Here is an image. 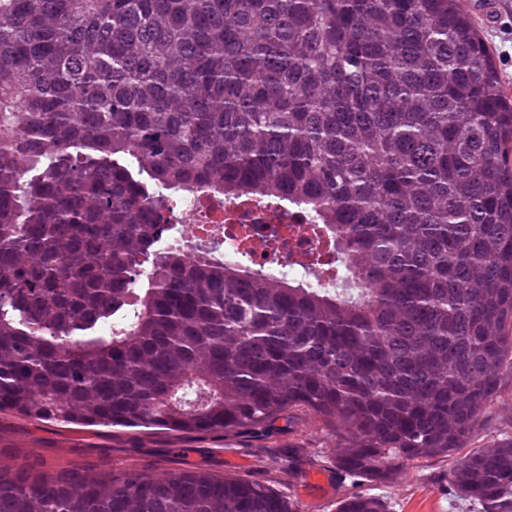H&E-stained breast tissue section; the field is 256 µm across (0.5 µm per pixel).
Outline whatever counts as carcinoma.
<instances>
[{
  "label": "carcinoma",
  "mask_w": 512,
  "mask_h": 512,
  "mask_svg": "<svg viewBox=\"0 0 512 512\" xmlns=\"http://www.w3.org/2000/svg\"><path fill=\"white\" fill-rule=\"evenodd\" d=\"M189 188L284 205L319 247L270 274L166 250ZM511 374L512 101L458 0H0V412L189 434L305 411L373 484L464 447ZM451 483L512 512V441ZM0 512L292 504L32 465L0 469Z\"/></svg>",
  "instance_id": "1"
}]
</instances>
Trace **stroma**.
Returning <instances> with one entry per match:
<instances>
[{
	"label": "stroma",
	"mask_w": 512,
	"mask_h": 512,
	"mask_svg": "<svg viewBox=\"0 0 512 512\" xmlns=\"http://www.w3.org/2000/svg\"><path fill=\"white\" fill-rule=\"evenodd\" d=\"M493 53L499 89L512 99V0H461ZM512 440V381L490 402L473 426L467 448ZM336 433L305 413L280 417L252 431L213 430L167 434L149 427H82L0 413V467L19 469L40 462L45 470L84 476L112 468L163 478L190 469L213 477H242L274 490L296 512H336L355 494L383 499L389 512H480L477 501L451 490L449 471L460 453L410 462L394 481L358 484L323 458Z\"/></svg>",
	"instance_id": "1"
}]
</instances>
